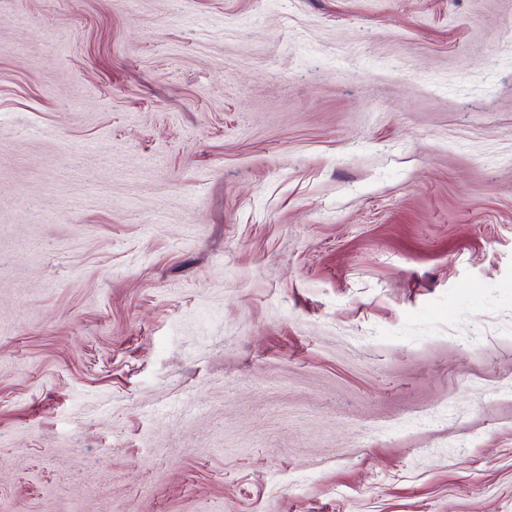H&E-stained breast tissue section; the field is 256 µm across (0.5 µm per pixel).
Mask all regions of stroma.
<instances>
[{
	"instance_id": "stroma-1",
	"label": "stroma",
	"mask_w": 512,
	"mask_h": 512,
	"mask_svg": "<svg viewBox=\"0 0 512 512\" xmlns=\"http://www.w3.org/2000/svg\"><path fill=\"white\" fill-rule=\"evenodd\" d=\"M0 512H512V0H0Z\"/></svg>"
}]
</instances>
